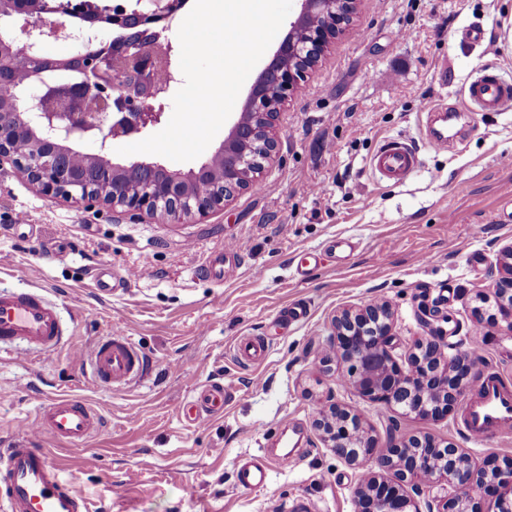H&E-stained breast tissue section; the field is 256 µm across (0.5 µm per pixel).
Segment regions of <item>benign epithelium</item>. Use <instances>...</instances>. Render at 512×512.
<instances>
[{
	"instance_id": "benign-epithelium-1",
	"label": "benign epithelium",
	"mask_w": 512,
	"mask_h": 512,
	"mask_svg": "<svg viewBox=\"0 0 512 512\" xmlns=\"http://www.w3.org/2000/svg\"><path fill=\"white\" fill-rule=\"evenodd\" d=\"M299 2L288 34L259 74L245 104L266 120L262 130L237 117L224 142L199 168L182 173L158 162L119 163L111 158L112 141L139 134L162 120L161 100L177 82L172 47L162 39V31L126 30L120 47L113 51L111 39L101 29L79 24L90 10L115 25L130 19L170 24L181 0H111L102 5L90 0H0V26L16 31L11 37L0 35V83L11 80L17 43L27 48L32 68L10 100L0 102V167L10 164L15 174L45 197L88 207L107 205L116 214L132 212L174 221L206 216L247 189L241 180L248 168L258 169L248 181L259 179L277 154L275 117L310 70L303 61L350 26L337 20L341 5H346L351 17L357 12V0ZM50 40L73 48L70 56L57 59L54 68L43 65L42 47ZM22 141L29 144L25 153L17 150ZM87 142L95 143L97 149L81 150ZM216 158L221 190L205 195L193 185ZM497 262L500 277L492 289L493 299L512 331V244L502 250ZM446 320L439 306L421 305L420 321L427 333L402 355L396 352L389 304L342 310L332 320L330 342L347 365L343 384L362 400L393 411L421 418L445 416L475 375L468 355L447 353L446 334L438 325ZM313 424L339 456L364 470L356 512H421L418 501L381 480V471L392 472L398 482L416 489L425 478L449 486V497L436 508L427 505V512H477L472 493L488 487L502 502L505 493L512 494V462L503 467L480 466L452 443L418 436H394L387 453L377 456L376 439L360 415L337 405L318 415Z\"/></svg>"
}]
</instances>
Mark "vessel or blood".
I'll return each mask as SVG.
<instances>
[{
    "label": "vessel or blood",
    "instance_id": "vessel-or-blood-1",
    "mask_svg": "<svg viewBox=\"0 0 512 512\" xmlns=\"http://www.w3.org/2000/svg\"><path fill=\"white\" fill-rule=\"evenodd\" d=\"M471 104L480 112L512 110V82L497 70L488 69L472 80L467 89ZM421 163L412 140L394 138L372 156L370 167L378 178L400 183ZM65 327L56 304L40 291L0 290V349L27 345L45 352L57 349ZM77 360L88 366L98 384L122 388L149 378L152 365L129 337L115 334L99 339L91 348L76 350ZM463 413L469 440L484 442L512 427V385L498 374L479 372ZM224 407V392L204 390L193 404L191 421L198 422ZM101 412L81 397L60 394L41 408L27 442L0 448V512H88L85 500L58 479V467L48 449L38 447V433L56 441L80 445L101 433ZM240 485L255 489L267 485L266 466L253 461L242 466Z\"/></svg>",
    "mask_w": 512,
    "mask_h": 512
}]
</instances>
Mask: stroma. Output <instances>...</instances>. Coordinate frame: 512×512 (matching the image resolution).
<instances>
[{"instance_id": "obj_1", "label": "stroma", "mask_w": 512, "mask_h": 512, "mask_svg": "<svg viewBox=\"0 0 512 512\" xmlns=\"http://www.w3.org/2000/svg\"><path fill=\"white\" fill-rule=\"evenodd\" d=\"M481 28V43L466 40ZM512 78V0H359L353 24L324 50L275 121L279 150L257 186L206 217L178 221L114 214L38 195L11 167L0 170V288L37 289L57 303L68 334L56 351L0 352V448L33 422L48 398L82 397L105 426L67 446L42 436L90 512H290L296 499L320 512H354L363 477L315 430L319 408L358 412L386 453L391 435L453 443L476 463L512 458V433L482 443L461 426V408L423 419L345 390L328 338L336 312L382 300L403 347L423 336L422 301L449 320L452 352L482 348L481 369L512 379V331L476 321L479 293L493 288L495 258L512 244V111L474 112L464 93L484 67ZM452 113L448 148L426 145L429 106ZM405 136L423 165L406 182L375 178L369 160ZM29 225L17 229L16 212ZM345 239L346 261L298 264ZM246 243L244 253L227 242ZM224 256V279L203 267ZM110 268L142 278L111 292L95 276ZM308 310L288 321L296 304ZM153 361L143 383L111 390L72 356L113 332ZM244 336L267 345L245 368L233 357ZM212 384L228 393L221 412L191 423L187 408ZM267 453L268 486L237 484L241 458ZM295 454L293 467L280 465Z\"/></svg>"}]
</instances>
